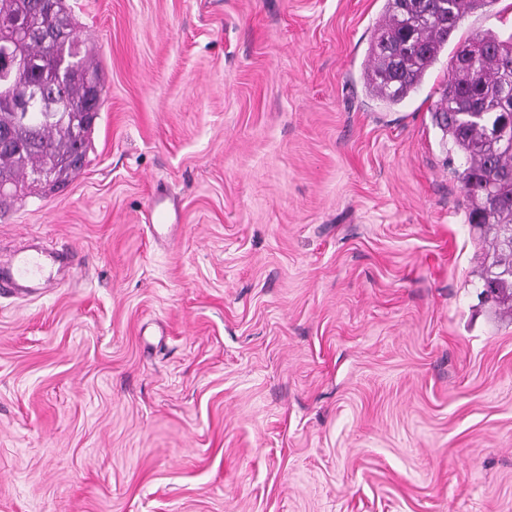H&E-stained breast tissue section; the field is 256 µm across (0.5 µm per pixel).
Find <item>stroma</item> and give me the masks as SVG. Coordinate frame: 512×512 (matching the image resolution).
<instances>
[{
  "label": "stroma",
  "mask_w": 512,
  "mask_h": 512,
  "mask_svg": "<svg viewBox=\"0 0 512 512\" xmlns=\"http://www.w3.org/2000/svg\"><path fill=\"white\" fill-rule=\"evenodd\" d=\"M385 0H68L88 161L0 212V512H512V317L431 112L362 73ZM512 32V0L456 39ZM181 214L172 238L151 197ZM1 276L0 288L5 284H11L14 291L24 293L28 288L27 284L38 282L51 285V273L47 271L40 254L22 252L15 254L8 259L0 260Z\"/></svg>",
  "instance_id": "35a3bbf8"
}]
</instances>
